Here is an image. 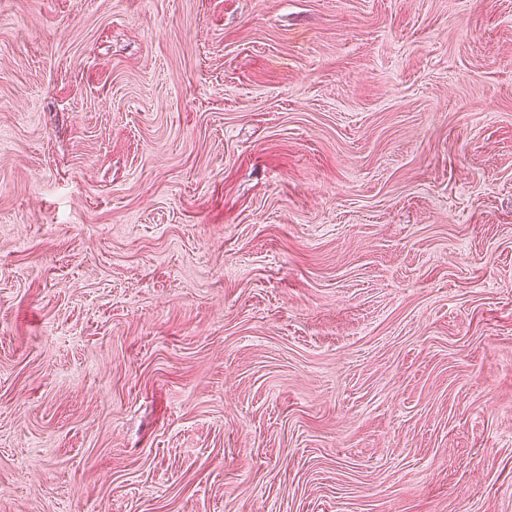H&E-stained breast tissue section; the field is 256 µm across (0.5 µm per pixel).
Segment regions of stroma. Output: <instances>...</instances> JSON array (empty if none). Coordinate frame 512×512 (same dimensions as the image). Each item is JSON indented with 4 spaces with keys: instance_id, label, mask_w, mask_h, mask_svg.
<instances>
[{
    "instance_id": "35a3bbf8",
    "label": "stroma",
    "mask_w": 512,
    "mask_h": 512,
    "mask_svg": "<svg viewBox=\"0 0 512 512\" xmlns=\"http://www.w3.org/2000/svg\"><path fill=\"white\" fill-rule=\"evenodd\" d=\"M0 512H512V0H0Z\"/></svg>"
}]
</instances>
